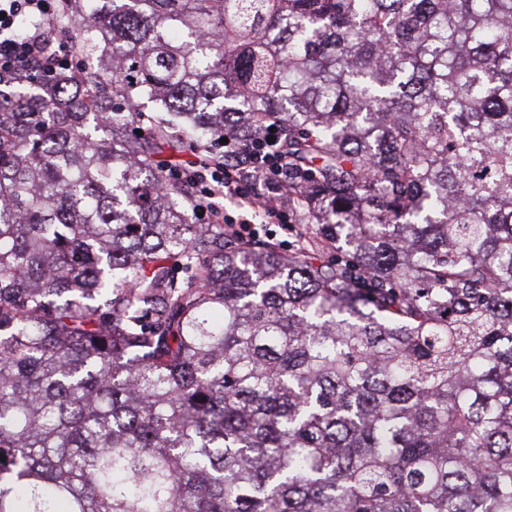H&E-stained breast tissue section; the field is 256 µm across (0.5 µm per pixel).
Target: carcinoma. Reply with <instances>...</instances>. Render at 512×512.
Returning <instances> with one entry per match:
<instances>
[{
    "label": "carcinoma",
    "instance_id": "obj_1",
    "mask_svg": "<svg viewBox=\"0 0 512 512\" xmlns=\"http://www.w3.org/2000/svg\"><path fill=\"white\" fill-rule=\"evenodd\" d=\"M68 2L95 70L0 86V512H512V0ZM269 125L286 253L161 160Z\"/></svg>",
    "mask_w": 512,
    "mask_h": 512
}]
</instances>
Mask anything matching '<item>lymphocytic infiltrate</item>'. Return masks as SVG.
Listing matches in <instances>:
<instances>
[{
    "label": "lymphocytic infiltrate",
    "instance_id": "lymphocytic-infiltrate-1",
    "mask_svg": "<svg viewBox=\"0 0 512 512\" xmlns=\"http://www.w3.org/2000/svg\"><path fill=\"white\" fill-rule=\"evenodd\" d=\"M48 11V0H0V81L10 82L15 75L40 66L47 36L37 31L20 41L13 26L19 16ZM226 145L214 163H190L167 171L187 187L194 214L208 224L236 225V217L216 205L215 199L221 195L230 198L238 210L258 208L275 223H287L288 187L273 174L270 159L276 144L268 132L247 131L227 140Z\"/></svg>",
    "mask_w": 512,
    "mask_h": 512
}]
</instances>
